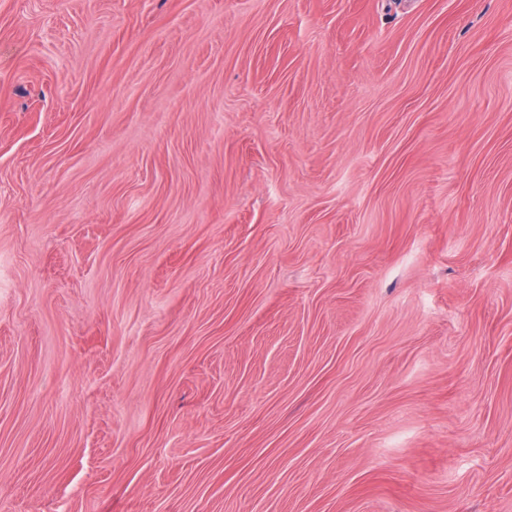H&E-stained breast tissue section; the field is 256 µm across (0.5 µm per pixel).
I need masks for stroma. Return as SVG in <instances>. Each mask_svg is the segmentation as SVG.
Returning a JSON list of instances; mask_svg holds the SVG:
<instances>
[{"label": "stroma", "mask_w": 512, "mask_h": 512, "mask_svg": "<svg viewBox=\"0 0 512 512\" xmlns=\"http://www.w3.org/2000/svg\"><path fill=\"white\" fill-rule=\"evenodd\" d=\"M512 512V0H0V512Z\"/></svg>", "instance_id": "obj_1"}]
</instances>
